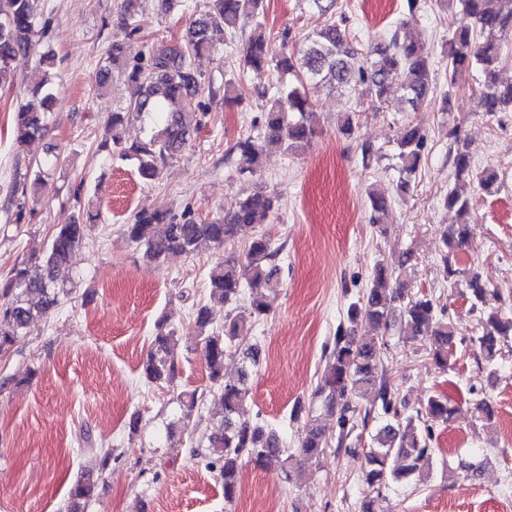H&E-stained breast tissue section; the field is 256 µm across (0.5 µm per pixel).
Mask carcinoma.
Masks as SVG:
<instances>
[{
	"mask_svg": "<svg viewBox=\"0 0 512 512\" xmlns=\"http://www.w3.org/2000/svg\"><path fill=\"white\" fill-rule=\"evenodd\" d=\"M457 2L461 21L448 40V92L442 98L441 110H448L450 92L458 78L476 71L482 78L478 101L481 111L490 116L512 112V83H503L497 77L498 64L506 58L504 50L512 38V0ZM206 8L185 38L153 43L132 62L124 59L120 45H112V68L124 78L128 89L124 107L112 113V153L132 160L144 181L157 180L163 166L185 149L198 129L196 113L184 108V101L201 92L202 75L195 71V58L224 45L226 31L238 27L241 21L253 28L243 50V69L257 78L272 71L295 78L287 87L278 89L265 112L266 138L287 150L306 144L315 136L306 114L311 111L312 90L325 84L346 87L353 83L362 88V94L378 110L388 96L390 76L398 74L408 108L416 111L432 102V54L420 43L400 39L399 23L393 26L387 40L367 49L363 65L343 12L336 18L328 17L316 28L309 36V45L300 52L289 47L291 33H282L276 52L266 32L265 0H207ZM39 15L40 0H0V89L14 84L11 61L27 52L37 33ZM53 100L52 89L44 81L20 103L13 123L17 147L48 132L47 116ZM151 112L158 117L156 130L145 140L126 142L122 135L124 124ZM397 146L401 168L396 187L405 194L412 188L420 166L426 136L407 124L398 136ZM234 149L246 161L243 171L257 173L259 154L251 140H239ZM449 154L456 180L469 178L471 161L465 146L457 140ZM369 198L372 223H384L388 198L377 192L369 193ZM471 201L457 187L448 194L446 204L464 217L470 212ZM274 204V197L257 187L219 220L202 222L190 212L179 220L160 212L141 213L135 223L125 225L123 232L132 242L145 247L147 259L158 261L173 252L193 254L222 248L235 238L239 228L263 223L274 212ZM158 224L164 225L163 231H156ZM84 228L85 224L75 217L56 225L51 239L41 249L42 260L13 268L6 282L0 284V355L10 351L33 320L48 315L60 304L63 290L56 285V271L74 263ZM469 237V224L464 220L449 225L442 242L452 254L465 246ZM276 255L277 250L264 234L253 237L244 253L225 254L208 272L211 298L232 306L224 317V327L218 331L209 329L207 307L201 306L195 312L209 379L222 391L223 418L205 436L207 466L219 471L227 501L236 495L243 458L258 464L280 461L290 480L301 474L304 464L319 459L329 447L325 434L310 418L296 453L288 454V445L277 431L241 418L242 405L249 394L247 370H242L239 382H224V360L236 347V341L248 336L253 325L271 310L270 294L278 285ZM393 272L388 260L375 263L362 301L351 302L346 308L350 327L340 329L332 347L325 351L326 364L313 393L328 412L337 414L338 449L357 428L367 430L372 419L385 421L371 436L372 446L365 454L362 481L369 495L360 505L361 512H374L373 494L389 488V483L423 481L429 476L434 425L449 423L455 413L450 400L437 395L429 397L415 414L399 419L394 388L381 368L382 337L358 333L360 320L389 328L398 309L411 338L423 341L428 355L442 369L450 366L455 346L452 322L438 309L432 296L408 295L404 283L392 281ZM462 284L471 308L480 314L481 331L474 339L477 355L491 365L501 357L502 344L512 335V317H504L490 306V301L501 299V294L478 274L465 275ZM246 287L250 289L247 304L239 306L237 302ZM142 371L152 383L170 382L176 377L174 332L155 336ZM369 394L373 395L372 401L361 407L359 401ZM179 403V421L186 423L197 405L196 392L183 393ZM93 492L90 480H77L69 491L65 512H85Z\"/></svg>",
	"mask_w": 512,
	"mask_h": 512,
	"instance_id": "obj_1",
	"label": "carcinoma"
}]
</instances>
